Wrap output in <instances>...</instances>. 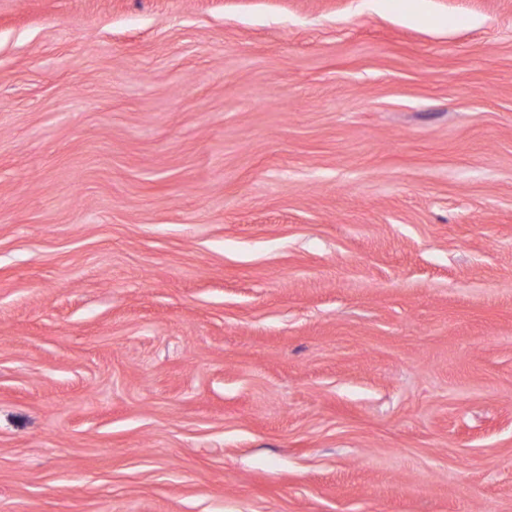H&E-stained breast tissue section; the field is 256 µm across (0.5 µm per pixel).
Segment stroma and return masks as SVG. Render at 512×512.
<instances>
[{"mask_svg":"<svg viewBox=\"0 0 512 512\" xmlns=\"http://www.w3.org/2000/svg\"><path fill=\"white\" fill-rule=\"evenodd\" d=\"M0 512H512V0H0Z\"/></svg>","mask_w":512,"mask_h":512,"instance_id":"35a3bbf8","label":"stroma"}]
</instances>
